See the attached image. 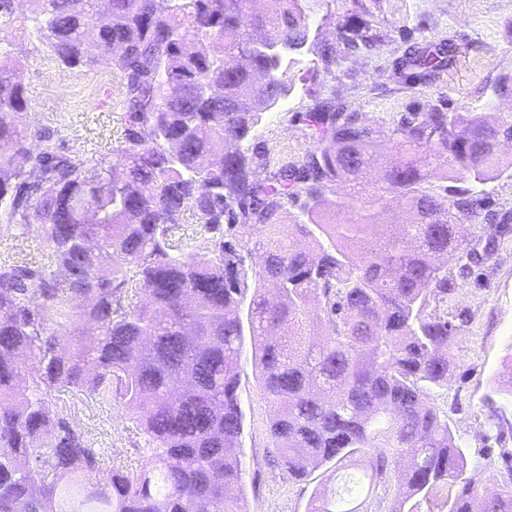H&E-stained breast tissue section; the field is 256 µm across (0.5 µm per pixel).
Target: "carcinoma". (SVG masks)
<instances>
[{
    "label": "carcinoma",
    "mask_w": 512,
    "mask_h": 512,
    "mask_svg": "<svg viewBox=\"0 0 512 512\" xmlns=\"http://www.w3.org/2000/svg\"><path fill=\"white\" fill-rule=\"evenodd\" d=\"M29 2L19 16L0 0V31L28 32L67 68L91 71L122 45L123 137L111 158L60 147L28 112L22 53L0 45V232L25 240L36 227L52 250L49 266L0 257V512H243L247 338L288 480L372 450L307 512H360L358 496L390 481L389 512L418 498L474 512L464 447L428 390L448 385L450 344L469 323L448 310L442 258L477 277L512 232V211L478 190L512 179L499 147L512 116L408 112L386 151L322 98L295 113L311 146L274 162L250 141L301 55L336 63L310 27L322 10L336 22L334 0L262 12L250 0ZM336 38L350 55L380 35L360 17ZM456 54L452 41L415 42L394 75L430 85ZM31 171L41 179L22 180ZM435 173L451 185L431 190ZM251 253L264 262L246 264ZM63 329L76 338L61 351ZM504 363L494 392L512 396V345ZM86 405L125 409L144 434L140 467L100 468L104 449L76 423ZM498 458L481 512H512V448Z\"/></svg>",
    "instance_id": "carcinoma-1"
}]
</instances>
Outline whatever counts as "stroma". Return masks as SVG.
I'll list each match as a JSON object with an SVG mask.
<instances>
[{"label":"stroma","mask_w":512,"mask_h":512,"mask_svg":"<svg viewBox=\"0 0 512 512\" xmlns=\"http://www.w3.org/2000/svg\"><path fill=\"white\" fill-rule=\"evenodd\" d=\"M366 7L373 11L381 36L377 49L338 60L328 69L303 58L294 91L266 114L257 132V143L271 159L292 158L308 148L294 115L307 111L318 98H336L382 132L405 112L433 104L454 112H481L490 106L512 113V97L491 93L500 75L512 72V0H333L331 10L337 22L351 23ZM425 38L453 39L457 61L434 84L411 90L396 81L392 65L409 41ZM24 82L29 112L60 131L64 147L85 149L97 158L109 156L121 135L118 79L110 61L101 60L92 72L69 69L41 45L28 59ZM447 267L456 286L455 304L466 311L470 323L451 346L457 368L446 387L430 390L429 401L465 447L468 473L476 479L478 494L484 495L489 486L480 475L490 463L487 448L499 438L512 448V432L498 435L487 407L495 401L512 419V398L493 393L512 344V235L499 242L481 279L463 278L456 259H449ZM240 370L245 414L242 506L245 512H306L313 493L328 485L331 469L321 467L302 483L283 478L272 463L270 410L250 353H243ZM80 420L93 447L105 451L102 467L140 465L135 447L143 438L121 407L88 411Z\"/></svg>","instance_id":"1"}]
</instances>
